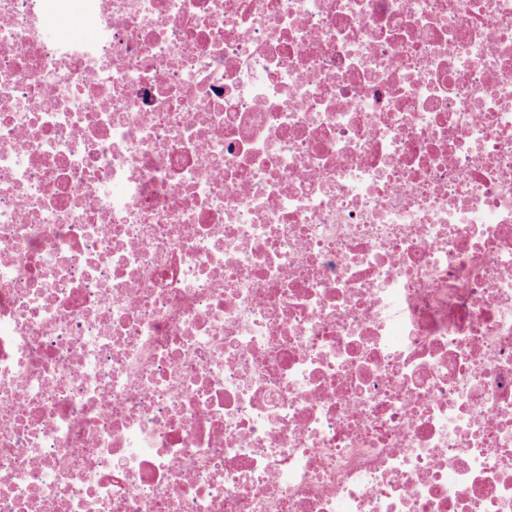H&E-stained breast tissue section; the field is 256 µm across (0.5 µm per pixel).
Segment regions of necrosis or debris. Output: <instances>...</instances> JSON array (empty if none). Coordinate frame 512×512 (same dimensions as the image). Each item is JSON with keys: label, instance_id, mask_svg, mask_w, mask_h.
<instances>
[{"label": "necrosis or debris", "instance_id": "4bbe7bcc", "mask_svg": "<svg viewBox=\"0 0 512 512\" xmlns=\"http://www.w3.org/2000/svg\"><path fill=\"white\" fill-rule=\"evenodd\" d=\"M0 512H512V0H0ZM44 21L50 31L62 37L69 35L74 25H82L79 12L74 11L65 16H58L49 8L45 11Z\"/></svg>", "mask_w": 512, "mask_h": 512}]
</instances>
